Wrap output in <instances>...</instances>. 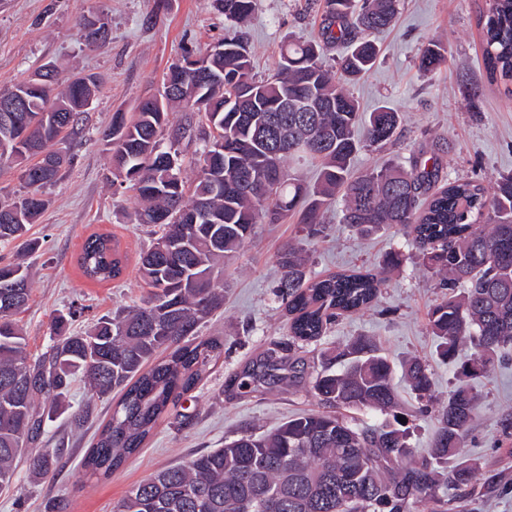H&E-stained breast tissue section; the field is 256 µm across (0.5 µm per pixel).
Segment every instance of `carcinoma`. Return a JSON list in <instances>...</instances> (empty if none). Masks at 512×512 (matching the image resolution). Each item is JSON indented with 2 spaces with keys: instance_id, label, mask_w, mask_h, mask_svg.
I'll return each instance as SVG.
<instances>
[{
  "instance_id": "carcinoma-1",
  "label": "carcinoma",
  "mask_w": 512,
  "mask_h": 512,
  "mask_svg": "<svg viewBox=\"0 0 512 512\" xmlns=\"http://www.w3.org/2000/svg\"><path fill=\"white\" fill-rule=\"evenodd\" d=\"M396 2L324 0L318 39L285 44L277 72L265 81L251 76L244 37H226L224 53L210 57L205 75L173 63L163 81L178 91H163L160 101L139 105L130 117L112 114L103 133L112 173L136 192L135 223L161 229L137 262L147 295L142 304L101 316L80 333L69 331L66 316H57L53 344L32 358L16 319L31 299L30 265L0 258V294L17 281L22 285L21 306L0 312L1 490L15 485L21 450L38 440L78 376L93 398L120 394L85 458V470L110 476L220 358L223 344L216 338L185 341L223 303L215 267L234 256L264 219L276 223L295 216L302 230L314 233L323 207L340 193L343 223L365 235L383 227L405 229L450 290L432 308L429 322L438 355L459 362L457 383L440 407L430 448L417 455L410 447L392 366L375 341L361 338L335 354L324 352L325 362L344 357L347 367H326L312 381L320 400L336 412L302 414L264 435L244 432L222 448L159 470L131 488L115 512H418L421 505L428 512H450L460 492H475V466L450 470L448 462L464 446L477 409L474 380L512 356V175L501 178L490 195L478 181L443 175L435 156L352 174L360 150L356 127L366 123L368 141L381 144L395 136L403 119L384 107L363 118L345 89L374 67L379 50L369 33L390 25ZM219 3L233 25L245 23L255 6V0ZM477 26L487 78L512 95V0H488ZM335 44L346 48L337 72L324 59V50ZM447 55L448 47L430 43L418 66L431 72ZM97 88L92 74L63 79L52 67L46 80L31 76L0 89V97L21 102L25 116V126L17 127L0 112V161L25 163L21 179L27 188L13 201H0L1 249L20 240L24 254L38 250L36 240L27 238L29 226L46 207L42 189L66 163L55 146L88 119L86 105ZM175 106L204 111L214 131L192 186L177 150L160 139ZM43 145L57 155L49 174L41 162H28ZM294 158L316 169L313 185L285 174V162ZM270 173L274 187L267 195L250 190L249 180ZM183 236L187 249L160 252L162 241ZM278 263L276 293L291 315L293 344L320 340L338 317L368 307L383 285L368 274L313 276L292 247ZM77 265L93 282L120 277L125 263L119 240L91 234ZM465 345L473 354L462 360ZM284 369L286 361L270 353L246 367L241 385L256 389ZM404 377L419 412L428 411L433 380L426 365L407 361ZM342 409L374 410L388 419L368 425ZM61 453L41 449L30 457L29 470L49 476ZM443 480L448 492L441 495Z\"/></svg>"
}]
</instances>
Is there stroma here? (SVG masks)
I'll list each match as a JSON object with an SVG mask.
<instances>
[{
	"instance_id": "1",
	"label": "stroma",
	"mask_w": 512,
	"mask_h": 512,
	"mask_svg": "<svg viewBox=\"0 0 512 512\" xmlns=\"http://www.w3.org/2000/svg\"><path fill=\"white\" fill-rule=\"evenodd\" d=\"M484 5L485 0H399L391 26L373 33L380 48L377 64L348 91L362 112L384 105L401 112L403 121L390 142L359 153L357 171L403 163L422 152L437 155L450 178L478 181L490 189L500 176L512 174V97L486 77L476 25ZM91 14L108 25L105 45L93 47L80 37L77 21ZM320 15L316 0H256L246 27L254 77L260 80L274 72L280 49L289 40L317 36ZM227 32L214 0H0V88L46 64L69 77L95 74L100 84L82 132L61 144L70 163L46 188L48 205L30 227V238L41 248L30 259L32 296L19 321L31 354L47 350L58 315L73 313L69 328L75 332L84 330L90 319L141 303L146 287L137 261L152 236L133 221L138 206L134 192L113 180L102 132L113 113H133L142 99L157 94L163 72L184 50L205 52ZM430 41L446 43L449 53L447 63L429 74L419 71L417 57ZM187 121L193 127L191 136L178 138V127ZM210 133L198 112L176 113L166 128L164 140L180 151L184 177L194 178ZM342 209V202L332 203L316 236L302 232L292 218L259 223L236 257L216 268L224 284V304L199 335L221 339L224 354L182 400L188 420L163 419L138 454L111 476L95 479L85 475L81 463L111 402L91 398L83 384H75L39 441L43 448L64 445L55 471L35 479L26 464H19L17 487L0 495V512H48L49 502L56 499L65 500L66 512H113L133 486L160 469L223 447L238 432L262 433L292 415L323 411L311 387L322 369L323 349L363 336L376 340L394 367L410 358L426 363L434 375L436 403L446 402L456 366L438 356L429 324L430 310L447 295L438 286V275L427 269L405 231L385 228L359 235L343 224ZM95 232L120 239L128 256L120 279L95 284L81 276L77 256L85 238ZM291 245L304 253L313 274L382 271L386 284L370 309L340 317L320 342L288 352V359L298 362V382L277 381L248 391L238 386L240 373L288 333V313L273 286L280 276L278 256ZM392 252L400 253L402 262L387 272L383 264ZM394 384L401 410L410 417L408 442L424 451L437 429L438 414L415 415V398L402 378ZM476 386L479 408L457 460L474 465L477 491L460 509L512 512V485L492 482L496 475H512V447L498 443L500 423L512 414V361L495 365ZM77 414L88 417L83 427L72 422Z\"/></svg>"
}]
</instances>
